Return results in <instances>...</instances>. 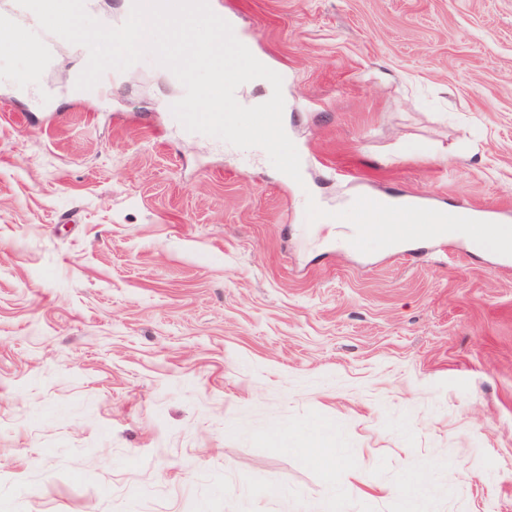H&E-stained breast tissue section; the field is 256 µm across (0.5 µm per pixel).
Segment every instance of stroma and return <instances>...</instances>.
<instances>
[{"label": "stroma", "mask_w": 512, "mask_h": 512, "mask_svg": "<svg viewBox=\"0 0 512 512\" xmlns=\"http://www.w3.org/2000/svg\"><path fill=\"white\" fill-rule=\"evenodd\" d=\"M215 6L302 182L183 134L153 57L97 94L0 49V512H512V258L337 219L512 225V0ZM385 202L384 197L365 196L357 203L356 206L359 208L357 221L363 225H361L360 232L351 240L350 249L356 250L360 247L364 237L371 231V224H374L375 217L382 213ZM401 202L392 201L391 209L382 218L375 222L374 231L383 236V241L390 246L395 243H401L408 238L404 236L403 228L407 224H417L420 220L411 213H403L404 218H400L396 212Z\"/></svg>", "instance_id": "obj_1"}]
</instances>
